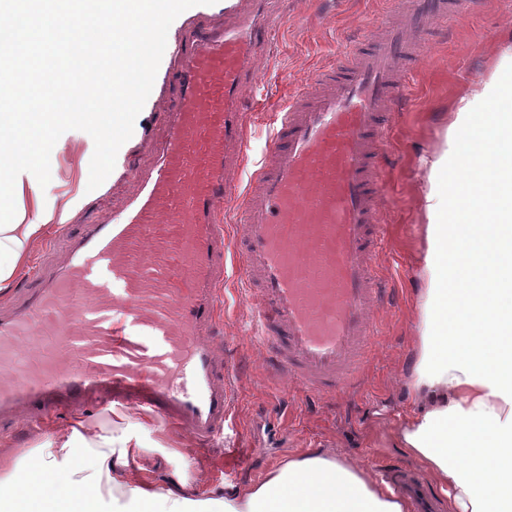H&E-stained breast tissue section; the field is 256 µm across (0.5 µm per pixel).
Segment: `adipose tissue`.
I'll return each instance as SVG.
<instances>
[{
	"label": "adipose tissue",
	"mask_w": 512,
	"mask_h": 512,
	"mask_svg": "<svg viewBox=\"0 0 512 512\" xmlns=\"http://www.w3.org/2000/svg\"><path fill=\"white\" fill-rule=\"evenodd\" d=\"M498 144L495 163L512 169V53L480 90L461 96L442 148L428 162L420 200L426 224L418 259L416 336L404 375L410 405L392 431L396 447L448 499V512H512V240L485 223L498 189L481 204L475 145ZM82 196L50 221L0 233V294L27 270L34 247L67 224ZM95 449L93 469L75 463V443ZM125 512H407L406 501L369 470L317 450L288 458L260 482L199 500L189 477L166 487L147 475L145 449L129 435L73 419L23 456L0 457V512H98L108 487Z\"/></svg>",
	"instance_id": "obj_1"
}]
</instances>
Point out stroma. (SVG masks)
<instances>
[{
	"instance_id": "1",
	"label": "stroma",
	"mask_w": 512,
	"mask_h": 512,
	"mask_svg": "<svg viewBox=\"0 0 512 512\" xmlns=\"http://www.w3.org/2000/svg\"><path fill=\"white\" fill-rule=\"evenodd\" d=\"M397 8L398 0H269L264 16L273 36L262 48L258 85L245 103L252 114L253 151L261 152L275 111L302 92L309 75L351 51L373 24L390 23ZM511 29L512 0H485L458 25L439 21L420 48L423 67L407 77L382 162L389 202L382 212L386 243L378 272L395 285L398 295L377 312L378 346L366 365L364 387L328 400L313 401L299 392L288 410H281V384L267 372L249 338L245 295L223 292L224 357L240 371L232 404L234 425L226 436L200 446L181 430L128 410L125 431L144 445L155 484L164 485L171 473L183 471L198 480L202 496L222 494L261 480L289 457L311 448L348 456L372 472L381 465L411 466L391 433L409 404L401 376L414 334V299L422 286L417 260L425 222L420 206L425 161L442 147L458 98L478 89L499 66L512 43L507 38ZM170 62V55H163L161 80L135 121L136 140L116 158L111 207H118L134 187L131 165L144 168L154 161L151 145L164 133L154 100L171 90ZM57 147L55 175L38 191L44 208L60 207L71 198L94 152L91 136L80 130L63 133ZM70 419L67 412L51 414L38 426L19 419L14 427L0 430V454H24Z\"/></svg>"
}]
</instances>
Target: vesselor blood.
I'll return each instance as SVG.
<instances>
[{
  "mask_svg": "<svg viewBox=\"0 0 512 512\" xmlns=\"http://www.w3.org/2000/svg\"><path fill=\"white\" fill-rule=\"evenodd\" d=\"M462 0H407L399 26L317 69L291 97L249 183L243 90L268 35L260 10L183 31L159 105L155 163L108 219L66 236L62 269L0 311V428L104 399L207 443L224 433L236 373L215 339L224 265L244 287L268 370L314 397L350 392L378 336L391 283L379 169L416 37ZM37 354L21 356L27 343ZM413 512H436L415 472L387 468Z\"/></svg>",
  "mask_w": 512,
  "mask_h": 512,
  "instance_id": "vessel-or-blood-1",
  "label": "vessel or blood"
}]
</instances>
